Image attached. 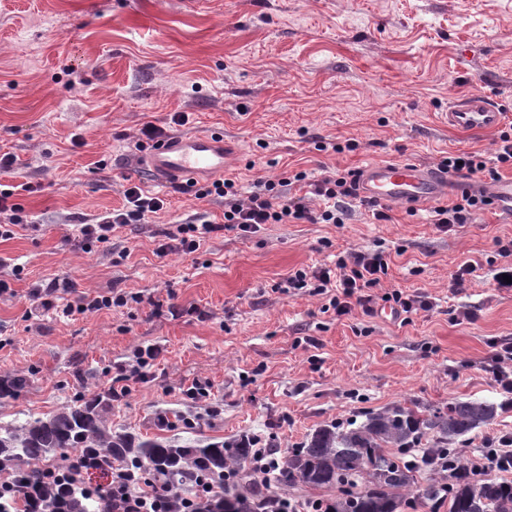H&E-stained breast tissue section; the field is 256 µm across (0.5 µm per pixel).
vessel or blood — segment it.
Segmentation results:
<instances>
[{
    "mask_svg": "<svg viewBox=\"0 0 512 512\" xmlns=\"http://www.w3.org/2000/svg\"><path fill=\"white\" fill-rule=\"evenodd\" d=\"M448 125L463 132L496 129L503 112L486 93L477 91L453 98ZM228 160L224 135L205 131L161 141L146 162L160 182L223 175ZM448 176L409 160H382L367 165L359 177V194L369 202L415 205L447 194Z\"/></svg>",
    "mask_w": 512,
    "mask_h": 512,
    "instance_id": "vessel-or-blood-1",
    "label": "vessel or blood"
}]
</instances>
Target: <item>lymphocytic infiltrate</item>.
Segmentation results:
<instances>
[{
  "label": "lymphocytic infiltrate",
  "instance_id": "f902f5d3",
  "mask_svg": "<svg viewBox=\"0 0 512 512\" xmlns=\"http://www.w3.org/2000/svg\"><path fill=\"white\" fill-rule=\"evenodd\" d=\"M512 167V136L501 134L491 157L462 152L445 157L439 164L448 175H479L498 179L500 171ZM355 171L327 172L320 179H309L297 171L281 179L258 181L254 190L244 191L238 178L227 176L200 185L191 181L181 190L195 199H220L224 202L222 222L203 220L174 225L164 234L156 252L160 256L191 254L198 251L211 234L234 231L253 234L265 224H341L347 216V204L357 198ZM122 208L101 216L96 223L80 225L77 242L88 248L92 244L110 242L113 233L130 224H142L164 208L163 199L141 185L128 184L123 192ZM493 204L491 197L465 193L460 199L434 209L435 222L441 228L452 229L458 224L471 223L474 216ZM389 264L379 253L337 254L333 264L311 269H299L284 281V288H311L313 294L327 298V306L336 315L350 314L354 309L374 313L378 302L392 304L400 313L429 310L431 304L418 295L395 289L381 292L383 276ZM35 302L56 316L67 318L87 315L139 302V295L120 292L92 293L78 290L70 280L53 279L36 285L31 291ZM96 457L84 452H63L51 473L60 475L63 488L56 493L57 512H69L71 499L68 488L84 482L87 472L96 470ZM106 473L112 492V512H204L206 496L219 492V484L185 491L161 485L144 490L132 472L117 464H108ZM0 512H45L43 494L36 486L10 476L0 479Z\"/></svg>",
  "mask_w": 512,
  "mask_h": 512
}]
</instances>
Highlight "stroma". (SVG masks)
<instances>
[{
	"mask_svg": "<svg viewBox=\"0 0 512 512\" xmlns=\"http://www.w3.org/2000/svg\"><path fill=\"white\" fill-rule=\"evenodd\" d=\"M472 91L512 121V0H0V152L18 159L0 182L40 226L0 239V277L14 290L0 297V375L27 379L0 397V423L108 390L152 345L161 353L147 381L111 404L114 432L197 446L257 435L284 450L397 405L490 401L495 419L457 445L461 461L481 457L487 438L512 435V406L487 371L495 343L512 340V292L493 280L511 212L496 206L444 232L428 205L391 206L379 224L356 203L344 224H266L161 257L171 225L224 207L159 184L133 154L144 123L184 112L175 134L222 131L227 170L246 187L388 159L435 168L495 148L499 131L448 127L449 100ZM327 139L357 148L319 150ZM128 181L166 207L77 247L76 225L120 208ZM340 251L383 253L388 284L428 295L432 310L338 317L307 290L282 291L288 273ZM466 261L479 268L458 290ZM53 278L143 300L30 315L29 288ZM461 307L474 319L454 321ZM306 336L316 346L297 345ZM195 384L208 396H189Z\"/></svg>",
	"mask_w": 512,
	"mask_h": 512,
	"instance_id": "35a3bbf8",
	"label": "stroma"
}]
</instances>
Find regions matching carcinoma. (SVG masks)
<instances>
[{"mask_svg":"<svg viewBox=\"0 0 512 512\" xmlns=\"http://www.w3.org/2000/svg\"><path fill=\"white\" fill-rule=\"evenodd\" d=\"M498 406L488 401H451L423 413L396 406L366 415L358 425L315 430L300 448L276 458L265 485L299 484L338 492L331 512H397L409 507L405 494L417 473L433 472L424 498L440 499L448 489V512H512V483L473 480L462 474L452 445L473 429L492 421ZM94 448L124 464L145 481L161 479L179 487L196 485L201 477L224 482L223 497L209 512H255L245 464L255 448L245 439L229 447L203 448L140 440L112 434L108 404L97 396L69 404L48 417L18 425H0V467L14 464L43 480L47 509L53 510L54 478L42 474L45 462L67 449ZM386 448L399 454L387 456ZM368 474L372 488L356 490V479ZM103 496L74 488L71 512H101Z\"/></svg>","mask_w":512,"mask_h":512,"instance_id":"carcinoma-1","label":"carcinoma"}]
</instances>
